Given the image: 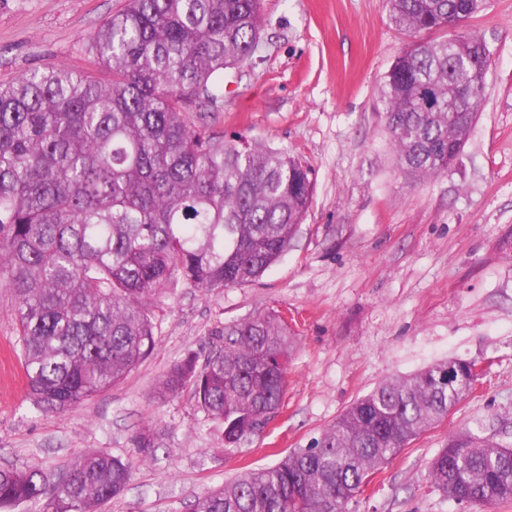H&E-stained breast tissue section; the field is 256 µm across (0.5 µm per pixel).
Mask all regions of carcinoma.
Here are the masks:
<instances>
[{
    "mask_svg": "<svg viewBox=\"0 0 512 512\" xmlns=\"http://www.w3.org/2000/svg\"><path fill=\"white\" fill-rule=\"evenodd\" d=\"M409 33L461 26L485 0H388ZM261 0H126L90 37L102 83L68 67L0 84V286L16 301L28 399L62 412L124 379L155 346L152 308L181 279L203 293L259 278L288 251L313 183L287 151L224 140L186 119L224 98L228 70L259 50ZM490 50L459 33L417 42L379 90L400 164L447 173L476 120ZM295 342L278 313L224 328L203 362L190 354L160 382L192 390L226 448L261 434L288 388ZM480 374L448 362L390 379L354 401L307 448L249 469L189 512H347L377 471L472 393ZM154 457L155 432L140 434ZM131 465L106 450L62 473L0 468V512H98ZM450 500H512V442L469 428L433 459Z\"/></svg>",
    "mask_w": 512,
    "mask_h": 512,
    "instance_id": "1",
    "label": "carcinoma"
}]
</instances>
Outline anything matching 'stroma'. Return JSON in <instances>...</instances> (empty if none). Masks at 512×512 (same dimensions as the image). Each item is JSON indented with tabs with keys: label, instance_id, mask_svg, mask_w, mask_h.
I'll return each instance as SVG.
<instances>
[{
	"label": "stroma",
	"instance_id": "stroma-1",
	"mask_svg": "<svg viewBox=\"0 0 512 512\" xmlns=\"http://www.w3.org/2000/svg\"><path fill=\"white\" fill-rule=\"evenodd\" d=\"M124 0H0V83L29 70L94 71L89 37ZM490 59L459 162L415 181L396 164L378 90L415 34L386 0H262V46L232 69L224 98L190 118L209 131L288 150L313 200L288 252L257 281L205 294L180 281L155 309L156 345L120 383L64 412L34 411L15 351L14 298L0 287V467L60 470L105 449L132 466L100 512H187L197 497L309 445L381 382L433 363L482 368L476 390L373 478L349 512H512L436 490L432 459L465 427L512 442V0H486L462 26ZM278 311L296 336L288 391L264 432L238 449L190 391L156 389L225 326ZM160 435L143 459L137 438Z\"/></svg>",
	"mask_w": 512,
	"mask_h": 512
}]
</instances>
